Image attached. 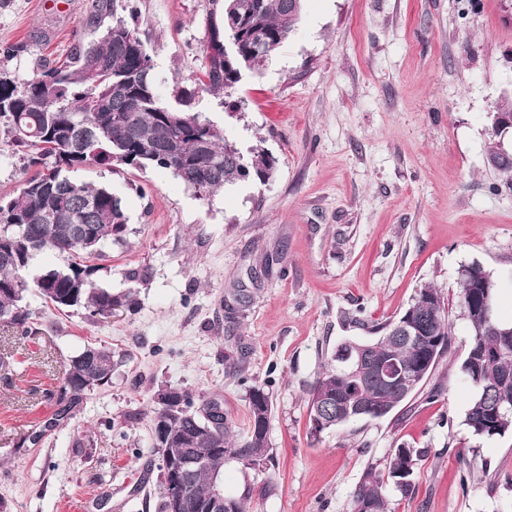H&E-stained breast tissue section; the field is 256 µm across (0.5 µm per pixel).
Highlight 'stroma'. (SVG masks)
<instances>
[{
    "label": "stroma",
    "mask_w": 512,
    "mask_h": 512,
    "mask_svg": "<svg viewBox=\"0 0 512 512\" xmlns=\"http://www.w3.org/2000/svg\"><path fill=\"white\" fill-rule=\"evenodd\" d=\"M221 6L116 0V15L136 19L162 96L195 88L200 120L243 154H271L276 172L202 197L168 169L79 171L121 201L126 239L94 259V277L133 300L92 317L30 289L38 334L0 331V512H63L74 496L88 512H155L158 393L217 397L242 433L254 386L272 398V459L222 476L250 512H351L364 474L384 473L403 445L420 460L408 494L387 487L389 512H512V433L479 438L463 423L472 336L457 283L475 261L499 295L512 291V185L485 163L495 104L512 95V0H303L288 42L228 94L197 85ZM91 11L0 0V69L25 78L34 60L63 59ZM268 255L279 263L238 307L233 289ZM427 285L442 289L452 330L423 391L385 418L313 433L309 390L339 343L364 336L341 312L384 321ZM88 343L120 357L111 382L26 444L52 412L45 391Z\"/></svg>",
    "instance_id": "35a3bbf8"
}]
</instances>
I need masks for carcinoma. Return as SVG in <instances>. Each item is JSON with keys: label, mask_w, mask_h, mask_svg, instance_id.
<instances>
[{"label": "carcinoma", "mask_w": 512, "mask_h": 512, "mask_svg": "<svg viewBox=\"0 0 512 512\" xmlns=\"http://www.w3.org/2000/svg\"><path fill=\"white\" fill-rule=\"evenodd\" d=\"M303 0H224L222 20L206 25L203 42L206 62L202 85L210 91L235 87L245 62H233L224 53V42L232 30L244 48L257 45L272 51L282 47L296 31ZM115 0H93L89 25L94 37L80 41L72 52L54 65L39 64L19 81L0 72V125L21 154L24 168L35 169L13 196H0V327L17 340L36 334L31 313L20 305L23 293L35 289L58 309L83 308L90 315H104L130 294H114L94 278L95 268L84 260L100 255L110 242L124 240L128 220L121 201L106 185L95 186L75 176L86 167L111 172L149 166L169 169L202 195L245 179L250 173L269 178L276 161L263 150L249 157L209 124L191 113L195 91L175 86L173 101L163 98L152 74V58L138 27L123 19L104 24L114 15ZM127 159L113 165L112 155ZM485 163L512 182V153L500 151L497 133H492ZM52 250L66 254L72 262L63 267L33 271L37 256ZM492 279L481 265L461 266L458 275L460 302L466 303L480 283ZM404 314H411L419 333L411 339L392 335L401 317L368 322L350 313L343 318L377 336L369 349L374 361L393 359L405 373L429 376L448 347L451 334L449 311L441 289L425 286L413 297ZM472 345L461 370L473 386L464 424L477 437L491 438L512 431V329L498 318L466 315ZM117 362L112 349L86 345L71 357L57 388L46 392L53 407L52 422L76 418L85 396L109 383ZM344 356L334 355L308 396L309 415L320 412L330 427L358 420L352 405L368 406L396 402V390L372 378L361 383L346 376ZM326 405H315L321 397ZM185 413L170 417L166 408L151 410L150 422L166 419L163 435H153L160 461H167L182 439L199 437L197 447L219 448L224 464L261 466L271 459L268 431L272 401L264 389L249 390L250 422L244 437H238L228 413L214 412L221 400L211 397L194 403L190 394L176 389ZM417 452L401 446L386 463L387 476L367 473L352 495V508L361 500L371 501L370 512H388L387 481L406 494L412 486ZM188 507L201 512L200 504L213 487L207 465L189 475Z\"/></svg>", "instance_id": "cac0c4a2"}]
</instances>
